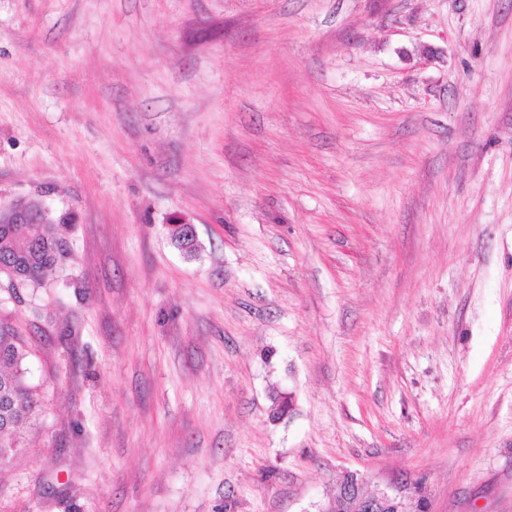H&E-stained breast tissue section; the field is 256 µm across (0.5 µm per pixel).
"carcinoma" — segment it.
<instances>
[{
	"label": "carcinoma",
	"mask_w": 512,
	"mask_h": 512,
	"mask_svg": "<svg viewBox=\"0 0 512 512\" xmlns=\"http://www.w3.org/2000/svg\"><path fill=\"white\" fill-rule=\"evenodd\" d=\"M62 237L54 217L42 224H0V264L8 267L14 280L39 288L57 263ZM29 352L15 327L0 319V448L11 453L0 459V470L10 466L22 451L20 433L39 414L37 389L27 379Z\"/></svg>",
	"instance_id": "cac0c4a2"
}]
</instances>
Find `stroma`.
I'll list each match as a JSON object with an SVG mask.
<instances>
[{"label": "stroma", "instance_id": "1", "mask_svg": "<svg viewBox=\"0 0 512 512\" xmlns=\"http://www.w3.org/2000/svg\"><path fill=\"white\" fill-rule=\"evenodd\" d=\"M19 199L75 221L0 273V512H512V0H0ZM29 352L25 341L8 320L0 319V453L14 448L0 459V470L8 468L22 451L20 433L39 414L40 398L27 379ZM342 501L350 512H405L398 485L363 493L356 473H348L341 485Z\"/></svg>", "mask_w": 512, "mask_h": 512}]
</instances>
